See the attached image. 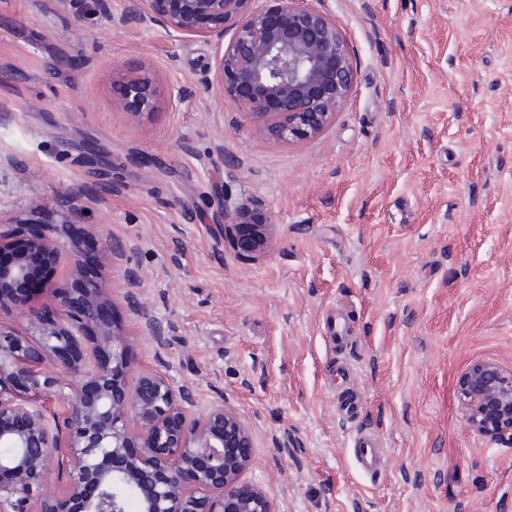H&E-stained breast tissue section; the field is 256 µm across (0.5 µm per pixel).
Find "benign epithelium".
<instances>
[{
  "instance_id": "obj_1",
  "label": "benign epithelium",
  "mask_w": 512,
  "mask_h": 512,
  "mask_svg": "<svg viewBox=\"0 0 512 512\" xmlns=\"http://www.w3.org/2000/svg\"><path fill=\"white\" fill-rule=\"evenodd\" d=\"M133 0L129 16L163 23L183 35H232L216 52V80L238 111L285 142L322 131L350 97L355 68L336 19L307 0ZM131 112L153 107L151 78L141 72L118 84ZM248 200L224 196V223L237 246L264 249L271 224H253ZM0 233V285L24 283L30 257L58 258L60 243L45 234ZM29 337L0 331V512H126L120 489L132 491L140 512H275L246 480L252 436L224 402L195 416L192 392L161 373L135 387L125 341L112 328L110 305L94 287L64 292L56 317L28 313ZM40 389L63 402L62 422L17 397ZM458 398L469 430L498 443L512 441V370L494 360L467 366ZM68 464L65 482L46 484L52 459Z\"/></svg>"
}]
</instances>
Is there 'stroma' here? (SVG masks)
<instances>
[{
	"label": "stroma",
	"instance_id": "obj_1",
	"mask_svg": "<svg viewBox=\"0 0 512 512\" xmlns=\"http://www.w3.org/2000/svg\"><path fill=\"white\" fill-rule=\"evenodd\" d=\"M309 2L356 80L288 143L220 93L216 36L118 24L128 0H0V227H66L49 288L0 330L54 317L94 248L127 385L166 374L200 415L225 399L277 512H512V445L469 432L457 394L472 361L512 367V0ZM143 69L155 105L132 113L116 86ZM228 193L272 218L264 250L233 242ZM333 312L348 347L325 335ZM361 432L385 454L373 475ZM353 458L357 467L364 473L372 474L384 464V457L377 441L367 435H358L353 440Z\"/></svg>",
	"mask_w": 512,
	"mask_h": 512
}]
</instances>
